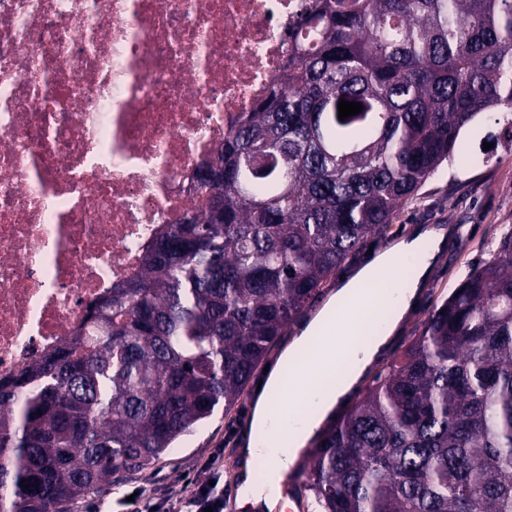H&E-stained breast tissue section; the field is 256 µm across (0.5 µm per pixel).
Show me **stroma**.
<instances>
[{"label": "stroma", "instance_id": "35a3bbf8", "mask_svg": "<svg viewBox=\"0 0 512 512\" xmlns=\"http://www.w3.org/2000/svg\"><path fill=\"white\" fill-rule=\"evenodd\" d=\"M461 144V153L444 162L421 186L416 199L395 212L385 236L371 240L369 248L362 250L355 262L338 268L322 297L302 315L307 321L321 311L340 280L355 265L366 263L371 252L410 237L420 227L447 230L448 241L418 292L415 308L402 321L381 361L366 372L364 384H371L376 371L382 370L385 362L419 335L430 313L448 298L469 269L494 259L501 232L512 226V112L497 110L481 114L463 132ZM265 377L264 370H257L253 383L230 414L216 412L182 437L155 469L116 475L112 485L97 492V500H118L138 486L161 495L167 487H179L197 478V459L217 453L221 456L219 469L224 474V498L237 502V462L249 434L244 420L252 410L257 384Z\"/></svg>", "mask_w": 512, "mask_h": 512}]
</instances>
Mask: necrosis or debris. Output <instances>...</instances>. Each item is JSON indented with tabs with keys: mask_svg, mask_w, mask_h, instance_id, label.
Wrapping results in <instances>:
<instances>
[{
	"mask_svg": "<svg viewBox=\"0 0 512 512\" xmlns=\"http://www.w3.org/2000/svg\"><path fill=\"white\" fill-rule=\"evenodd\" d=\"M314 0H0V381L76 342L288 73Z\"/></svg>",
	"mask_w": 512,
	"mask_h": 512,
	"instance_id": "necrosis-or-debris-1",
	"label": "necrosis or debris"
}]
</instances>
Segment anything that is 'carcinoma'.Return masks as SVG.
I'll return each instance as SVG.
<instances>
[{"instance_id": "1", "label": "carcinoma", "mask_w": 512, "mask_h": 512, "mask_svg": "<svg viewBox=\"0 0 512 512\" xmlns=\"http://www.w3.org/2000/svg\"><path fill=\"white\" fill-rule=\"evenodd\" d=\"M316 2L286 84L218 148L224 180L200 181L206 212L153 240L85 345L0 382V512H61L230 413L463 129L512 109V0ZM311 444L316 512H512V227Z\"/></svg>"}]
</instances>
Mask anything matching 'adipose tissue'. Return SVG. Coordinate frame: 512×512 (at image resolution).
<instances>
[{
    "instance_id": "ef3b65f1",
    "label": "adipose tissue",
    "mask_w": 512,
    "mask_h": 512,
    "mask_svg": "<svg viewBox=\"0 0 512 512\" xmlns=\"http://www.w3.org/2000/svg\"><path fill=\"white\" fill-rule=\"evenodd\" d=\"M445 243L443 230L420 228L412 236L379 252L365 265L343 280L326 306L307 324L282 353V362L290 374L275 371L268 375L255 402L247 452L250 457L268 461L264 481L245 479L239 489V502L252 512H274L281 498L285 474L297 460L327 413L344 401L363 373L379 358L398 322L416 302L419 284ZM423 262L406 288L397 283L402 265L411 255ZM393 301L395 319L370 339L352 336L343 344H335L326 329L339 317H348L361 325H369L375 316L373 305L380 299ZM350 361L346 379L333 390L324 392L314 387L315 379H323L343 361ZM290 394L288 407L274 411L277 396Z\"/></svg>"
}]
</instances>
